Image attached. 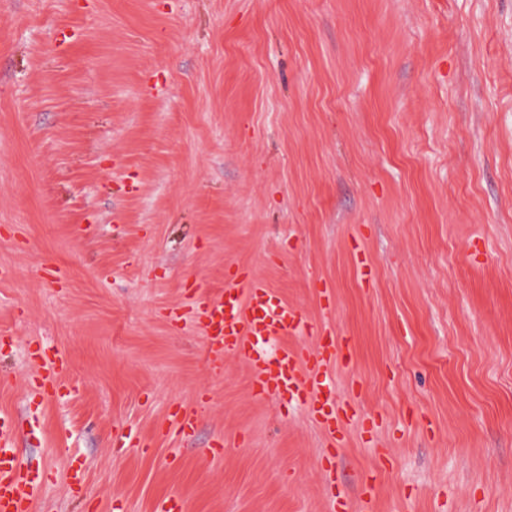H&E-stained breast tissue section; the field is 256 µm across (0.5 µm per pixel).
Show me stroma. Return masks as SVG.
<instances>
[{
	"mask_svg": "<svg viewBox=\"0 0 512 512\" xmlns=\"http://www.w3.org/2000/svg\"><path fill=\"white\" fill-rule=\"evenodd\" d=\"M238 266L314 323L335 287V476L305 404L172 317ZM1 269L34 512H330L366 476L375 512H512V0H0ZM34 383L44 397H53L56 393L68 390L63 374L68 369L65 355L52 347H43L35 351ZM180 407L172 415L170 426L181 435H189L193 432L199 420V407Z\"/></svg>",
	"mask_w": 512,
	"mask_h": 512,
	"instance_id": "1",
	"label": "stroma"
}]
</instances>
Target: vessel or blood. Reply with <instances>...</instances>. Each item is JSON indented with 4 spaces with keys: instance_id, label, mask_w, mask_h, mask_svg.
Here are the masks:
<instances>
[{
    "instance_id": "vessel-or-blood-1",
    "label": "vessel or blood",
    "mask_w": 512,
    "mask_h": 512,
    "mask_svg": "<svg viewBox=\"0 0 512 512\" xmlns=\"http://www.w3.org/2000/svg\"><path fill=\"white\" fill-rule=\"evenodd\" d=\"M191 311L208 340L213 362L224 355L244 357L252 367L253 390L261 397L306 403L327 436L328 448H336L345 432L343 411L333 395L329 376L338 356V343L328 325L312 326L303 313L288 305L249 270L226 273L224 289L211 295L204 284H196ZM318 333L323 337L313 350L288 345L287 336ZM34 383L44 397L64 391L68 369L65 355L43 347L33 356ZM199 410L182 407L171 416L170 426L181 435L193 432ZM19 419L0 412V512H33L37 484L16 453ZM377 489L371 478H363L356 496L339 494L333 512H373Z\"/></svg>"
}]
</instances>
